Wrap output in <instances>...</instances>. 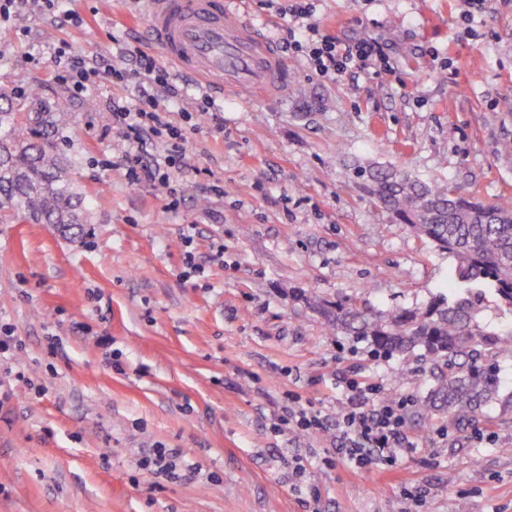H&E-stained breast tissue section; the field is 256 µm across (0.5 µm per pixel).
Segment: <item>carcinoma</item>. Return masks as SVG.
I'll use <instances>...</instances> for the list:
<instances>
[{
    "label": "carcinoma",
    "mask_w": 512,
    "mask_h": 512,
    "mask_svg": "<svg viewBox=\"0 0 512 512\" xmlns=\"http://www.w3.org/2000/svg\"><path fill=\"white\" fill-rule=\"evenodd\" d=\"M62 108L59 102L54 112H25L11 100L0 106V224H52L77 235L88 223L59 149ZM354 174L414 235L454 256L448 290L464 287L466 296L450 302L440 294L422 310L397 308L379 317L341 303L324 314L380 354L423 351L433 362V386L415 413L466 425L500 400L494 361L512 358V326L502 333L481 327L482 292L474 290L493 288L512 313V200L476 202L395 168L358 167Z\"/></svg>",
    "instance_id": "obj_1"
}]
</instances>
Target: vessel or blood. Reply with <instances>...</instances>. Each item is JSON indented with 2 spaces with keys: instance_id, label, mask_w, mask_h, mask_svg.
Wrapping results in <instances>:
<instances>
[{
  "instance_id": "vessel-or-blood-1",
  "label": "vessel or blood",
  "mask_w": 512,
  "mask_h": 512,
  "mask_svg": "<svg viewBox=\"0 0 512 512\" xmlns=\"http://www.w3.org/2000/svg\"><path fill=\"white\" fill-rule=\"evenodd\" d=\"M148 19L164 59L230 95L271 98L293 80L273 41L224 0H148Z\"/></svg>"
}]
</instances>
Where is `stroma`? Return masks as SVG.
Masks as SVG:
<instances>
[{
  "label": "stroma",
  "mask_w": 512,
  "mask_h": 512,
  "mask_svg": "<svg viewBox=\"0 0 512 512\" xmlns=\"http://www.w3.org/2000/svg\"><path fill=\"white\" fill-rule=\"evenodd\" d=\"M292 0H233L285 48ZM310 23L389 61L332 79L287 51L277 100L212 92L178 69L168 102L189 149L168 186L128 182L110 104L136 82L75 93L52 48L135 68L154 54L146 0H17L0 16V93L29 112L65 101L60 148L91 216L81 236L0 224V512H512V405L463 429L406 417L412 443L357 468L336 416L354 381L386 399L427 395L421 356L384 357L330 326L323 304L416 310L455 260L354 178L395 165L484 203L512 198V0H311ZM323 429L285 428L288 408ZM174 479L136 465L154 448Z\"/></svg>",
  "instance_id": "obj_1"
}]
</instances>
